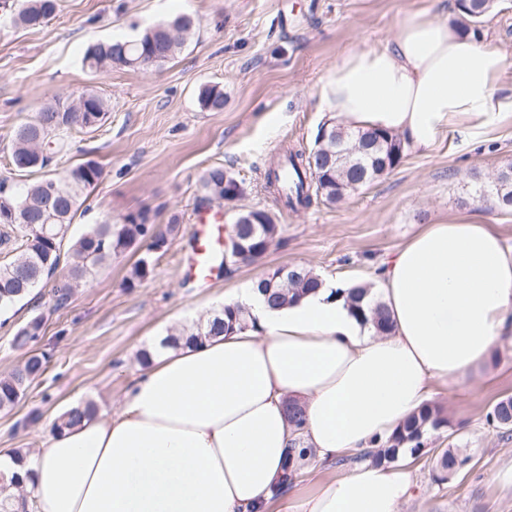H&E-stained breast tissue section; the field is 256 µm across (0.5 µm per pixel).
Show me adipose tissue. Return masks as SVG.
I'll use <instances>...</instances> for the list:
<instances>
[{"mask_svg": "<svg viewBox=\"0 0 512 512\" xmlns=\"http://www.w3.org/2000/svg\"><path fill=\"white\" fill-rule=\"evenodd\" d=\"M504 57L473 30L409 12L383 43L352 50L321 81L331 120L381 129L414 149L452 131L477 138L507 104ZM390 334L362 324L348 281L326 280L273 309L255 281L214 296L249 328L152 354L116 411L48 433L42 447L0 448L5 485L23 512H400L405 465L361 463L300 498L279 493L295 440L329 467L388 439L429 403L485 366L512 333V250L476 211L438 213L374 271ZM305 409L294 432L286 406Z\"/></svg>", "mask_w": 512, "mask_h": 512, "instance_id": "adipose-tissue-1", "label": "adipose tissue"}]
</instances>
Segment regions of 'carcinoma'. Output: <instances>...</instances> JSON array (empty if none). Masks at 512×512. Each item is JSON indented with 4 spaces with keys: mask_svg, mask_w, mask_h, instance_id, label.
<instances>
[{
    "mask_svg": "<svg viewBox=\"0 0 512 512\" xmlns=\"http://www.w3.org/2000/svg\"><path fill=\"white\" fill-rule=\"evenodd\" d=\"M496 0H458V7L471 25L477 26L494 9ZM57 10V0H24L14 7L12 22L25 28L37 29L47 23ZM194 20L179 15L173 20L152 25L136 38L110 39L90 45L83 56V65L96 74H106L114 67L141 69L160 66L174 58L184 47L194 29ZM202 109L210 112L224 110V90L206 85L199 90ZM110 105L97 92L85 91L73 100L57 99L45 104L36 115L20 124L11 144V165L19 173H33L49 168L67 150V134L75 127L94 130L107 120ZM401 140L388 132L349 130L329 127L327 137L316 138L314 147L285 150L276 164L265 173V185L276 191L292 210L307 208L314 200L329 205L342 202L349 194L361 189L385 173L395 169L403 158ZM228 170L222 166L209 168L201 178L202 201L217 197L231 200L237 186L224 182ZM102 174L97 160L87 158L63 175H46L23 187L0 179V245L12 246L13 257L0 263V310H6L25 300L39 285L54 282L56 303L64 305L73 288L93 270L112 257L139 243L147 242V252L134 264L127 278L133 288L152 276V253L163 250L168 237L179 232L178 218H173L167 233L150 235L148 212L131 213L114 224L106 220L80 236L68 249L67 272H59L61 255L68 229L79 208L86 201ZM474 199L499 209L512 208V165L500 169L494 178L477 184ZM241 232L238 242L226 252L227 262L220 263L224 271L239 264H249L261 258L279 237L280 225L263 210L238 212ZM319 275L307 267H280L257 280L258 290L273 306H285L317 288ZM347 300L357 316L371 324L376 332L390 330L385 306L375 299L372 289L360 285L348 291ZM43 318L36 315L19 327L12 338L14 348L27 350L41 336ZM249 327L243 311L226 307L207 321H198L168 335L164 346L194 344L204 336H219L235 328ZM45 355H33L9 375L0 377V408L13 406L29 384L44 370ZM96 414L91 402H82L65 410L54 428L70 427L85 417ZM487 422L498 430L512 431V396L499 399L487 413ZM448 426L437 407L428 404L378 447L345 462L369 459L378 465L399 461L408 454L413 459L428 453V434ZM471 461L465 448L448 447L437 455V480L445 482Z\"/></svg>",
    "mask_w": 512,
    "mask_h": 512,
    "instance_id": "1",
    "label": "carcinoma"
}]
</instances>
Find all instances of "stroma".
<instances>
[{"instance_id":"1","label":"stroma","mask_w":512,"mask_h":512,"mask_svg":"<svg viewBox=\"0 0 512 512\" xmlns=\"http://www.w3.org/2000/svg\"><path fill=\"white\" fill-rule=\"evenodd\" d=\"M436 8L437 0H58L40 29L0 17V178L12 174L9 144L14 130L45 103L95 90L110 103L95 131L73 130L64 173L86 158L102 176L78 212L70 239L105 220L121 223L131 212H149L156 227L178 216L180 231L154 257L151 278L130 288L126 278L140 254L132 248L89 276L69 302L56 307L49 288L0 319V375L25 358L11 346L15 331L43 313V333L33 344L49 362L10 409H0V445L37 448L63 410L94 402L107 412L136 372L138 354L177 326L207 313L205 304L225 289L284 265L349 280H366L372 265L435 215L474 210L499 225L512 248V211L488 209L470 196L474 180L512 164V111L486 129L478 142L442 133L426 151L406 149L398 167L330 206L290 211L264 185L269 162L283 148H311L326 121L317 87L346 51L382 42L408 12ZM179 13L195 19L192 38L159 68L94 75L82 57L88 45L132 38ZM479 32L504 55L500 96L512 98V0H499ZM224 89L223 111L201 109L205 85ZM221 166L243 192L217 204L202 202L200 180ZM261 209L282 231L257 262L219 274L198 286L182 268L199 214L228 221L231 211ZM512 396V335L503 337L486 371L454 390L440 386L434 401L449 424L432 433L434 448L468 449V467L445 484L430 459L413 465V494L401 512H512V494L493 476L512 464V435L488 427L486 414Z\"/></svg>"}]
</instances>
